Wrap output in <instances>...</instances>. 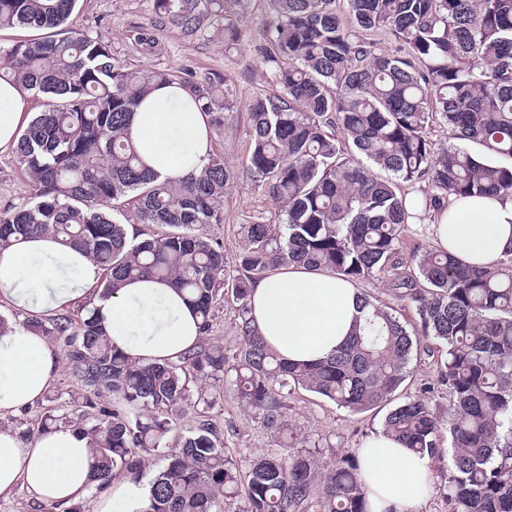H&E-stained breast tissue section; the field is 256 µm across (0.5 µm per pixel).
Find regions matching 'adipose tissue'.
Returning a JSON list of instances; mask_svg holds the SVG:
<instances>
[{
	"mask_svg": "<svg viewBox=\"0 0 512 512\" xmlns=\"http://www.w3.org/2000/svg\"><path fill=\"white\" fill-rule=\"evenodd\" d=\"M30 98L24 84L0 81V151L13 148L29 122ZM130 135L144 164L164 179L200 174L212 152L208 114L177 83L140 98ZM429 224L437 248L468 264L493 266L512 252V195L450 198ZM100 278L99 268L84 254L47 236L22 239L0 251V303L21 315L52 316L91 299L114 346L143 364L178 361L198 342L196 311L169 284L135 280L105 300L93 294ZM360 296L351 281L291 264L254 283L249 317L279 356L312 365L345 341L359 314ZM59 366V353L41 333L8 325L0 333V417L41 399ZM89 457L90 440L73 423L58 424L32 442L0 428V498L22 487L37 501L70 505L89 493ZM360 466L372 512H419L432 469L429 455L416 454L380 431L362 445ZM148 502V486L127 474L101 493L97 512H145Z\"/></svg>",
	"mask_w": 512,
	"mask_h": 512,
	"instance_id": "ef3b65f1",
	"label": "adipose tissue"
}]
</instances>
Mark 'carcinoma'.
I'll list each match as a JSON object with an SVG mask.
<instances>
[{
    "mask_svg": "<svg viewBox=\"0 0 512 512\" xmlns=\"http://www.w3.org/2000/svg\"><path fill=\"white\" fill-rule=\"evenodd\" d=\"M77 0H0V30L42 34L0 47V80L24 83L45 109L20 135L19 164L34 184L25 204L0 213V251L48 235L84 252L102 270L110 298L127 281L171 283L200 316V345L176 363L140 364L112 346L89 308L79 322L59 314L43 326L63 343L70 378L91 409L78 424L90 436L91 492L136 475L145 454L164 449L146 512H215L247 487L246 512H372L359 463L321 466L309 451L263 455L247 471L210 422L212 388L229 385L273 433L289 392L301 387L352 413L395 396L419 353H438V383L405 400L383 428L404 447L435 460L451 452L442 487L449 512H512V254L496 268L467 265L433 246L402 257L412 209L440 211L451 196L512 195V0H267L273 15L267 62L279 90L249 105L247 176L282 213L277 224L242 225L236 258L238 352L209 338L223 296L224 249L196 233L220 224L233 174L211 156L202 173L159 180L128 133L140 95L152 86L190 88L200 109L231 107L226 80L189 71L130 70L109 42L66 27ZM252 0H206L227 17ZM157 13L196 20L198 0H154ZM384 34L397 43L380 45ZM462 141L436 152L432 126ZM475 144L498 158L480 159ZM387 172L381 177L376 170ZM418 188L408 200L398 183ZM139 224L166 228L139 238L114 217L126 197ZM349 281L378 277L415 311L410 323L364 293L351 336L311 367L272 353L248 318L253 280L290 264ZM112 395L113 405L96 402ZM195 397L196 425L166 448L172 416ZM45 411L37 432L61 422ZM450 441V449L443 448Z\"/></svg>",
    "mask_w": 512,
    "mask_h": 512,
    "instance_id": "obj_1",
    "label": "carcinoma"
}]
</instances>
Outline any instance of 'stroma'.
<instances>
[{"label": "stroma", "mask_w": 512, "mask_h": 512, "mask_svg": "<svg viewBox=\"0 0 512 512\" xmlns=\"http://www.w3.org/2000/svg\"><path fill=\"white\" fill-rule=\"evenodd\" d=\"M271 15L266 0H252L242 17L225 20L208 13L195 28L161 17L154 0H77L69 19L72 27L104 37L113 54L134 70L181 67L197 77L226 78L233 106L223 111L224 123L215 129L213 150L236 175L221 204L223 221L200 227L201 235L219 242L228 259L243 250L241 227L253 222L278 223L280 212L261 187L244 174L250 146L249 103L276 93L274 68L265 61ZM33 183L19 166L15 151L0 153V211L30 199ZM291 436L282 440L262 427L236 398L223 390L209 417L224 432L233 459L244 464L263 454L287 455L299 450L357 458L363 442L381 429L387 413L378 408L354 414L319 395L298 388L286 400Z\"/></svg>", "instance_id": "obj_1"}]
</instances>
